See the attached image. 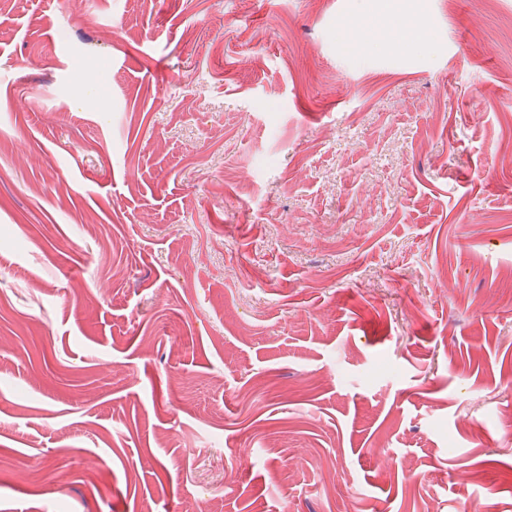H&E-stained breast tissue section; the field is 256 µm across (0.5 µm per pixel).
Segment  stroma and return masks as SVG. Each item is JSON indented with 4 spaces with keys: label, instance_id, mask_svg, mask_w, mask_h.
I'll return each instance as SVG.
<instances>
[{
    "label": "stroma",
    "instance_id": "35a3bbf8",
    "mask_svg": "<svg viewBox=\"0 0 512 512\" xmlns=\"http://www.w3.org/2000/svg\"><path fill=\"white\" fill-rule=\"evenodd\" d=\"M190 503L512 512V0H0V512Z\"/></svg>",
    "mask_w": 512,
    "mask_h": 512
}]
</instances>
